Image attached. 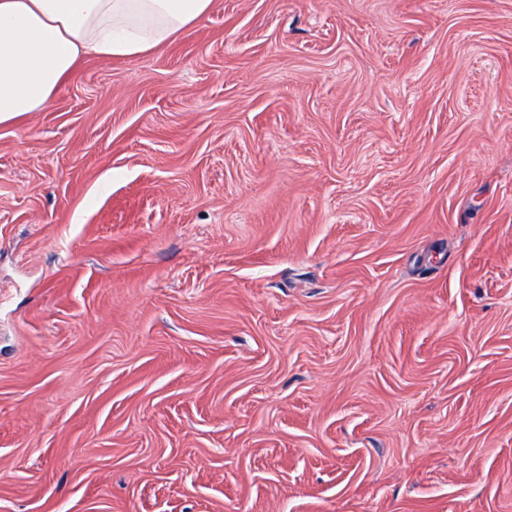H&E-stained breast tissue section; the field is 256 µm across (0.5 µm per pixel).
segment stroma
Returning a JSON list of instances; mask_svg holds the SVG:
<instances>
[{"label":"stroma","mask_w":512,"mask_h":512,"mask_svg":"<svg viewBox=\"0 0 512 512\" xmlns=\"http://www.w3.org/2000/svg\"><path fill=\"white\" fill-rule=\"evenodd\" d=\"M0 512H512V0H214L1 124Z\"/></svg>","instance_id":"stroma-1"}]
</instances>
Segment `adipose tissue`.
<instances>
[{
    "label": "adipose tissue",
    "mask_w": 512,
    "mask_h": 512,
    "mask_svg": "<svg viewBox=\"0 0 512 512\" xmlns=\"http://www.w3.org/2000/svg\"><path fill=\"white\" fill-rule=\"evenodd\" d=\"M213 0H0V124L44 110L91 56L170 45Z\"/></svg>",
    "instance_id": "1"
}]
</instances>
